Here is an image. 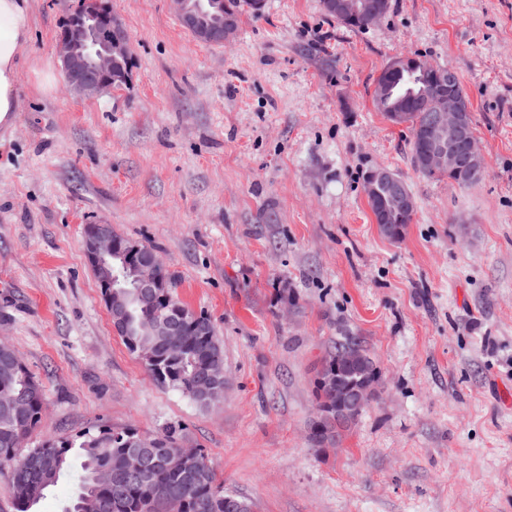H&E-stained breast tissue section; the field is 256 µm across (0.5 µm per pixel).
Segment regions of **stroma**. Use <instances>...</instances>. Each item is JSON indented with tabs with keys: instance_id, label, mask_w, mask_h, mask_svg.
<instances>
[{
	"instance_id": "obj_1",
	"label": "stroma",
	"mask_w": 512,
	"mask_h": 512,
	"mask_svg": "<svg viewBox=\"0 0 512 512\" xmlns=\"http://www.w3.org/2000/svg\"><path fill=\"white\" fill-rule=\"evenodd\" d=\"M78 6L30 0L34 53L0 128V341L46 399L29 445L175 424L256 512H512V0H390L361 29L320 0H265L227 46L171 0H112L130 77L89 99L55 52ZM402 53L457 74L480 182L422 177L409 130L376 110ZM378 168L415 198L396 239L364 194ZM92 222L153 247L210 316L222 402L158 383L126 348L85 255ZM343 336L379 395L322 452L313 381ZM81 478L71 457L36 512H62ZM188 0H172L175 13L181 25L200 41L224 45L233 41L238 28L228 19L222 27L211 29L202 18L192 12L186 4Z\"/></svg>"
}]
</instances>
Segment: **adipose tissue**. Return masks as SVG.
Here are the masks:
<instances>
[{"label":"adipose tissue","instance_id":"obj_1","mask_svg":"<svg viewBox=\"0 0 512 512\" xmlns=\"http://www.w3.org/2000/svg\"><path fill=\"white\" fill-rule=\"evenodd\" d=\"M32 39L29 0H0V126L17 110L18 83Z\"/></svg>","mask_w":512,"mask_h":512}]
</instances>
